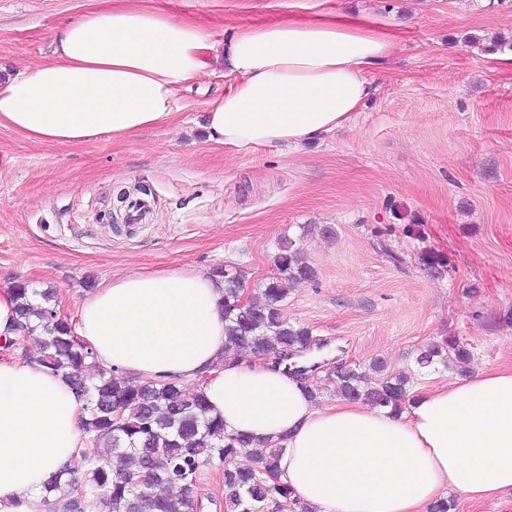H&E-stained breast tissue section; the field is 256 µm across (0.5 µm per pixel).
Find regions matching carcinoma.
Listing matches in <instances>:
<instances>
[{"mask_svg": "<svg viewBox=\"0 0 512 512\" xmlns=\"http://www.w3.org/2000/svg\"><path fill=\"white\" fill-rule=\"evenodd\" d=\"M275 276L261 298L239 306L240 279L223 266L210 275L224 282V355L248 353L286 357L312 342L310 328L288 319L283 306L296 285L317 279L314 267L299 258L297 242L283 238L275 256ZM18 327L35 335L39 349L29 355L39 365L62 374L85 400L84 433L88 447L79 451L77 464L66 466L45 491L53 497L51 509L64 512H193V487L205 465L223 474L224 512H268L281 499L292 498L288 485L273 482L278 476L280 449L267 442L224 429V421L209 415L201 392L186 393L176 381L135 384L126 376L99 366L93 351L77 339L70 318H60L55 290L38 289L26 282L12 286ZM472 353L456 336H448L418 350L415 362L424 369L441 363L467 373ZM366 372L342 364L327 374L336 392L395 412L410 402L412 379L403 370L392 371L381 358ZM120 412L123 424L112 422ZM252 465L241 467L239 455ZM150 474L146 483L139 481Z\"/></svg>", "mask_w": 512, "mask_h": 512, "instance_id": "carcinoma-1", "label": "carcinoma"}]
</instances>
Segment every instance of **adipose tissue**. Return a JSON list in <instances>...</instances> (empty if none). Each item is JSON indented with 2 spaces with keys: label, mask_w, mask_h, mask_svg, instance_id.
<instances>
[{
  "label": "adipose tissue",
  "mask_w": 512,
  "mask_h": 512,
  "mask_svg": "<svg viewBox=\"0 0 512 512\" xmlns=\"http://www.w3.org/2000/svg\"><path fill=\"white\" fill-rule=\"evenodd\" d=\"M148 0H98L61 23L52 56L0 78V127L35 143L127 141L171 120L222 52L235 81L203 114L210 143L298 145L342 126L399 36L363 14L243 25L223 45ZM224 289L184 270L113 275L77 307L105 369L198 385L227 431L280 448L279 478L310 512H426L455 494L512 495V366L420 393L398 413L319 406L273 356H224ZM83 401L64 378L0 360V512H51L45 484L83 447Z\"/></svg>",
  "instance_id": "1"
}]
</instances>
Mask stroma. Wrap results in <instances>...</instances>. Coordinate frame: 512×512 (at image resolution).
Listing matches in <instances>:
<instances>
[{
  "label": "stroma",
  "instance_id": "stroma-1",
  "mask_svg": "<svg viewBox=\"0 0 512 512\" xmlns=\"http://www.w3.org/2000/svg\"><path fill=\"white\" fill-rule=\"evenodd\" d=\"M95 0H0V76L48 59L51 34ZM223 42L242 24L318 10L364 12L399 36L374 90L336 131L297 148L208 143L207 101L234 81L215 63L178 93L173 123L74 147L0 128V287L55 289L75 316L113 274L231 266L257 296L282 237L318 277L284 311L337 361L411 371L414 389L457 378L419 370V348L451 335L470 371L512 364V0H155ZM150 187L142 223L114 228L120 190ZM328 226L331 237L304 235ZM446 267L425 269L424 252Z\"/></svg>",
  "mask_w": 512,
  "mask_h": 512
}]
</instances>
